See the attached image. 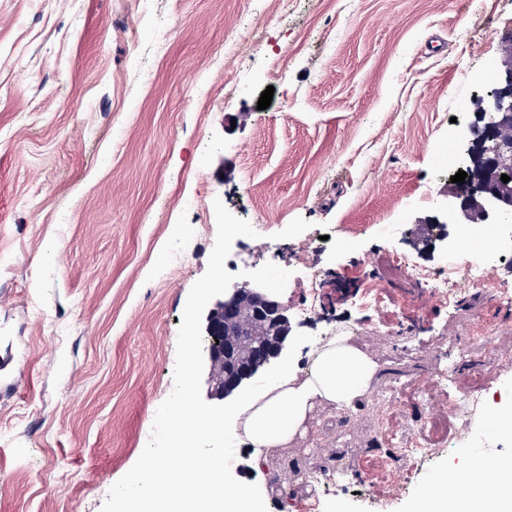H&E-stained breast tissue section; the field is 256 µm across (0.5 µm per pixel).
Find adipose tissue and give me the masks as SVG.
Here are the masks:
<instances>
[{"mask_svg":"<svg viewBox=\"0 0 512 512\" xmlns=\"http://www.w3.org/2000/svg\"><path fill=\"white\" fill-rule=\"evenodd\" d=\"M378 372L350 337L338 335L317 349L305 368L287 364L264 388H238L223 416L195 419L188 404L177 405L167 443L177 465L161 457L146 459L118 493L130 512H259L247 485L225 486L218 459L196 453L197 437L236 434L249 448L251 468L260 469L271 451L305 435L317 404L349 410ZM415 512H512V471L476 460L467 474L444 472L425 489Z\"/></svg>","mask_w":512,"mask_h":512,"instance_id":"1","label":"adipose tissue"}]
</instances>
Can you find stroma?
Here are the masks:
<instances>
[{"mask_svg":"<svg viewBox=\"0 0 512 512\" xmlns=\"http://www.w3.org/2000/svg\"><path fill=\"white\" fill-rule=\"evenodd\" d=\"M244 28L251 42L225 52ZM510 34L512 0H294L285 15L278 0H0V512H128L116 490L163 453L170 409L187 397L213 413L206 373L187 383L182 365L214 284L256 281L288 306L295 288L272 272L314 262L324 310L290 316L282 354L247 387L339 332L384 374L349 411L316 407L262 469L243 444L198 438L225 481L262 512H412L445 470L512 468V430L490 422L512 413V377L479 340L493 325L512 347L492 296L512 291V237L499 233L487 286L452 305L402 301L387 265L438 268L455 246L451 178ZM185 191L199 209H178ZM181 236L187 260L169 266ZM47 243L55 261L40 259ZM361 268L387 282L381 313L356 304ZM412 385L437 410L485 389L481 441L389 475L381 429L401 413L379 400ZM308 466L347 478L299 485Z\"/></svg>","mask_w":512,"mask_h":512,"instance_id":"obj_1","label":"stroma"}]
</instances>
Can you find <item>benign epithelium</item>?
<instances>
[{
	"label": "benign epithelium",
	"instance_id": "1",
	"mask_svg": "<svg viewBox=\"0 0 512 512\" xmlns=\"http://www.w3.org/2000/svg\"><path fill=\"white\" fill-rule=\"evenodd\" d=\"M504 68L493 70L487 89L476 99L477 121L469 125L468 146L459 169L483 167L488 180L474 197L457 187L448 207L450 224H509L512 222V179L501 175L512 172V36L506 49ZM242 303L250 306L248 320L242 324L224 317V309ZM288 308L259 289L240 286L224 293V285L212 288V303L205 316L206 335L211 337L194 359L208 371L209 395L221 400L254 374V365L243 354L254 350L278 356L290 329Z\"/></svg>",
	"mask_w": 512,
	"mask_h": 512
}]
</instances>
